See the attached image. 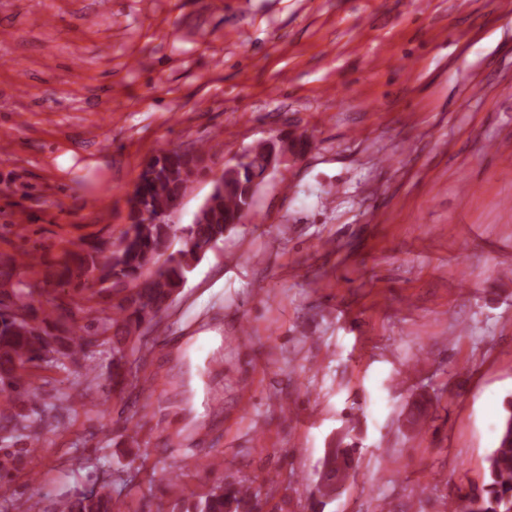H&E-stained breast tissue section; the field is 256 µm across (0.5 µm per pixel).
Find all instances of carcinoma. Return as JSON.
Returning a JSON list of instances; mask_svg holds the SVG:
<instances>
[{
  "label": "carcinoma",
  "instance_id": "obj_1",
  "mask_svg": "<svg viewBox=\"0 0 512 512\" xmlns=\"http://www.w3.org/2000/svg\"><path fill=\"white\" fill-rule=\"evenodd\" d=\"M272 146L259 141L248 148L246 160L214 185L216 203L205 213L204 223L181 229L169 223L175 202L192 192L193 179L206 169L207 150L162 149L139 175L141 207L130 209V223L119 243H104L64 262L62 277L76 288L99 286L98 293L112 292V315L101 319L103 331L114 330L116 342L136 333L143 335L185 287L188 274L202 257L224 242L250 212L252 185L269 177L267 164ZM33 287L26 284L13 291L15 301L0 302V391L16 397L29 396L26 380L31 367L51 364L60 356L72 357L93 345L88 330L67 308L56 306L42 312L33 303ZM126 361L121 350L112 357V387L126 386ZM0 430H24L37 435L26 415L12 407L0 411ZM491 482L481 494L467 495L453 512H512V401L508 403L498 446L487 458ZM317 484L323 499L336 493L339 475L351 468V450L336 448L324 465ZM257 495L239 486H217L195 505L193 512H254ZM116 501L109 492L81 493L63 504L66 512H113Z\"/></svg>",
  "mask_w": 512,
  "mask_h": 512
}]
</instances>
